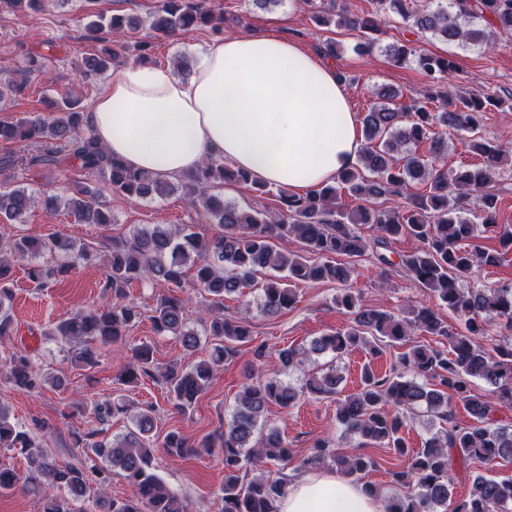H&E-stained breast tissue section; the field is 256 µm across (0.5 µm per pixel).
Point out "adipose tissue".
Segmentation results:
<instances>
[{
	"mask_svg": "<svg viewBox=\"0 0 512 512\" xmlns=\"http://www.w3.org/2000/svg\"><path fill=\"white\" fill-rule=\"evenodd\" d=\"M87 124L113 156L163 177L209 157L260 182L297 190L358 162L355 112L335 65L271 33H240L201 49L188 79L128 65L102 88ZM279 512H384L382 500L329 470L295 478Z\"/></svg>",
	"mask_w": 512,
	"mask_h": 512,
	"instance_id": "adipose-tissue-1",
	"label": "adipose tissue"
}]
</instances>
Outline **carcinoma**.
<instances>
[{
    "label": "carcinoma",
    "mask_w": 512,
    "mask_h": 512,
    "mask_svg": "<svg viewBox=\"0 0 512 512\" xmlns=\"http://www.w3.org/2000/svg\"><path fill=\"white\" fill-rule=\"evenodd\" d=\"M307 4L314 8L316 23L360 32L355 51H370L374 22L351 15L338 0H307ZM376 4L384 13L397 14L407 27L448 43H487L485 30L477 26L480 20L495 24L502 34H512V0H434L421 10L410 0H376ZM223 24L224 13H215L210 0H163L151 29L159 36L202 26L221 33ZM136 26L132 17L99 16L89 22L88 30L93 39L102 42L99 33L104 30L118 34ZM389 52L398 63H415L431 82L428 90L406 99L392 88H379L377 102L362 119L357 165L303 195L284 186L272 190L216 158L204 160L196 171L176 177L174 183L132 169L96 141L80 111L81 99L71 92L61 98L57 115L50 119L37 116L0 122L1 144L20 141L31 146L20 157L11 153L0 158L1 219L17 220L39 204L47 211L63 208L81 224H111L112 215L88 188L72 198L57 193L36 198L13 184L9 173L18 164L30 169L71 159L130 199L162 195L178 183L190 203L200 206L219 226L220 232L211 240L202 238L190 225L173 229L155 224L128 240L112 242L106 256L102 305L77 311L40 331L42 336L71 345L72 364L92 368L100 353L88 347V341L103 348L123 345L129 330L142 319L140 307L126 301L125 288L134 281L166 288L149 316L154 333L175 336L191 351L199 347V335L211 336L214 342L208 358L187 364L174 362L158 373L154 347L142 342L132 346V356L115 382L129 387L150 377L163 385L173 407L183 413L207 389L217 367L236 354L239 345L252 340L248 318L224 317V296L251 287L257 273L271 271L259 309L274 316L295 304L294 283L330 281L344 286L354 273L350 260L370 255L387 265L385 251L399 237L421 243L413 253L400 256V266L459 318L463 331H450L427 306L413 305L396 315L363 305L359 295L344 288L336 296V304L352 316L351 323L305 347L280 350L277 372L242 385L232 414L214 441L197 446L175 431L164 436L162 446L179 458L197 453L200 447L221 449V512H278V501L291 481L285 468L294 452L281 432L267 425L265 414L272 405L289 407L304 396L324 400L338 395L342 377L332 366L308 375L298 387L280 378L325 354L338 360L362 350L375 358L387 347H407L384 376L365 365L358 392L336 400V420L343 435L392 448L401 456L411 455L407 467L392 473L394 483L408 492L389 497L386 512H438L448 502V472L455 465L466 468L472 461L489 465L500 458L512 459V428L496 425L493 418L499 408L512 409V336L495 340L490 352L485 349L489 327L512 331V283L464 287L475 268L499 264L497 254L468 244L475 237L474 212H479L474 216L484 229L498 234L503 248L512 247V226L496 223L499 196L494 190L501 174L512 170V148L478 136L483 112L499 106L502 99L454 91L445 84V76L453 70L448 58L406 44L393 45ZM119 57L117 48L107 44L97 54L82 58L83 73L103 74ZM448 130L471 134L468 144L479 156L478 162L449 170L441 165L448 151ZM224 182L250 184L262 193L273 191L278 205L274 210H240L216 192ZM414 182L424 185L425 191L406 196L403 205L387 207L377 202L387 195H403L404 188ZM348 196L358 205L349 208L343 204L342 198ZM359 224L375 226L377 235L363 237L356 231ZM292 239L302 243L301 251L284 248ZM307 252L321 257L342 255L348 261L316 262L305 256ZM37 257L42 262L29 264L28 274L42 286L63 279L79 263L96 259L94 250L65 238L22 235L0 239V345L9 352L5 363L12 382L32 392L58 379L51 380L36 368L25 344L14 345L20 329L9 302L15 263ZM189 286L210 296V317L203 321L201 334L187 326L184 290ZM418 332L445 338L448 348L412 342ZM476 379L491 384L492 393L473 392ZM452 396L467 408L473 424L442 426L430 433L422 448L409 452L401 436L407 413L424 407L446 420ZM74 411L93 415L99 428L73 434L74 447L82 449L81 457L60 463L37 435L50 429L48 423L36 421L30 429L12 422L9 412L0 408V449H16L28 463L27 475L22 478L13 467L0 462V495L21 485L42 500L43 512H92L110 485L112 470L118 469L132 487V496L110 499L107 512H189L155 472L153 406L134 410L124 399L106 396L90 404L78 402ZM128 411L133 429L108 438L112 418ZM324 462L348 478L358 477L374 465L357 448L340 450L324 441L316 444L312 455L300 460L298 468L307 470ZM49 488L58 493L48 494ZM455 512H512V480L477 475L469 497Z\"/></svg>",
    "instance_id": "carcinoma-1"
}]
</instances>
